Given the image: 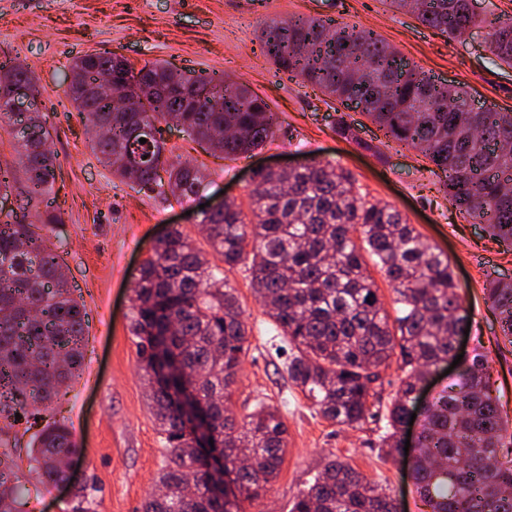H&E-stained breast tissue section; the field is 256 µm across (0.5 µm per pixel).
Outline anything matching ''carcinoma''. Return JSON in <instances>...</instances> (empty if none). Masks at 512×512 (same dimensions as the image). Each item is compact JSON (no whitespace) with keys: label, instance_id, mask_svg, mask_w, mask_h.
<instances>
[{"label":"carcinoma","instance_id":"1","mask_svg":"<svg viewBox=\"0 0 512 512\" xmlns=\"http://www.w3.org/2000/svg\"><path fill=\"white\" fill-rule=\"evenodd\" d=\"M386 2L448 35L476 20L467 0ZM491 28L490 51L512 67V17ZM258 39L266 58L336 103V111L358 109L385 136L421 149L452 206L512 246V112L476 109L464 87L426 76L374 32L332 18L274 20ZM96 57L98 71L118 69L125 84L98 101H70L86 115L98 160L140 192L190 201L206 188L202 166L164 159L163 122L182 124L214 154L239 157L281 131L265 99L233 80L187 75L160 61L136 71L111 52ZM129 85L141 89L138 111H111ZM8 104L0 95V121L21 125L14 150L29 195L26 204H12L9 176L0 177V416L32 426L78 376L88 320L58 247L28 221L29 207L54 193L60 167L46 116L16 118ZM129 150L144 156L135 172L124 163ZM249 208L253 222L235 201L201 211L209 250L172 229L141 265L131 331L151 384L149 408L168 449L157 478L161 491L145 512H241L244 501L258 498L277 477L287 445L276 409L259 403L240 425L226 414L247 325L235 288L209 256L248 273L289 346L288 380L326 419L361 424L380 402L378 368L398 355L402 376L381 438L389 456L401 452L396 436L412 414L415 393L430 370L452 356L458 331L467 327L448 259L395 208L369 202L345 170L316 162L260 172ZM364 251L396 295L392 321L366 274ZM487 299L512 345V280L495 282ZM168 324L169 354L180 370L161 382L153 332ZM490 376L486 356L477 353L423 404L410 462L427 512H512V432ZM186 383L215 451L224 455L222 471L202 469L196 438L172 402L171 392ZM76 452L69 428L55 420L34 434L30 460L42 481L58 484L68 480L66 462ZM18 469L9 454L0 455V504L21 497ZM70 512H94L87 486L75 490ZM291 512H394V500L332 459Z\"/></svg>","mask_w":512,"mask_h":512}]
</instances>
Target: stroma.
<instances>
[{
    "instance_id": "obj_1",
    "label": "stroma",
    "mask_w": 512,
    "mask_h": 512,
    "mask_svg": "<svg viewBox=\"0 0 512 512\" xmlns=\"http://www.w3.org/2000/svg\"><path fill=\"white\" fill-rule=\"evenodd\" d=\"M295 15L334 18L374 30L427 76L464 85L475 105L512 111V68L490 52V22L512 16V0H480L478 18L465 34L451 38L383 0H0V66L30 70L47 115L51 145L61 170L54 207L55 227L70 284L88 318L84 361L78 377L51 412L65 422L78 448L71 472L86 485L95 512H144L165 463L166 450L149 413L148 381L138 362L130 328L134 288L141 264L158 237L170 229L190 235L199 247L200 202L222 195L247 202L252 172L262 166L332 162L349 171L373 202L397 209L447 258L471 326L458 351L488 355L491 383L512 418V345L500 335L486 290L512 279V248L485 225L462 218L439 189L423 154L386 138L365 114H337L321 94L302 86L260 51L262 22ZM109 51L134 68L168 62L185 72H207L243 82L277 112L287 134L252 156L211 155L184 130L166 135L167 157L205 165L209 185L201 201L149 197L113 178L91 151L86 126L64 94L76 57ZM354 124L360 138H339L338 117ZM368 149H361V142ZM249 327L248 349L233 386L230 414L243 419L257 402L279 409L288 427V448L276 480L244 512H290L324 457L348 463L391 495L402 512H422L407 465L380 446L382 406L356 427L337 425L317 412L282 370L286 358L274 323L258 301L244 270L226 271ZM27 492L14 512H66L65 484L48 485L30 473L32 436L10 433Z\"/></svg>"
}]
</instances>
